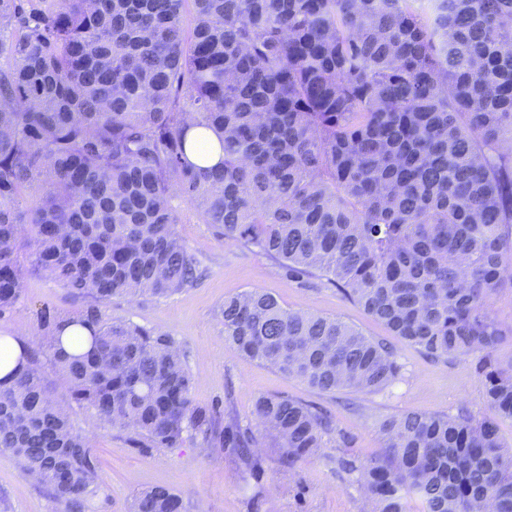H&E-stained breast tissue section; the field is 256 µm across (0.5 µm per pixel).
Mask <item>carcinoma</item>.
I'll return each instance as SVG.
<instances>
[{
	"instance_id": "carcinoma-1",
	"label": "carcinoma",
	"mask_w": 512,
	"mask_h": 512,
	"mask_svg": "<svg viewBox=\"0 0 512 512\" xmlns=\"http://www.w3.org/2000/svg\"><path fill=\"white\" fill-rule=\"evenodd\" d=\"M192 216L433 358L480 354L486 412L402 413L380 455L336 457L372 512H512V362L496 358L512 324L489 306L512 289V0H0V315L28 268L90 299L38 318L57 382L30 357L0 383V450L65 512L101 488L75 407L144 448L191 438L252 469L260 436L292 471L335 432L314 405L266 396L260 436L220 428L173 339L106 314L193 287L178 229ZM218 318L239 354L320 393L401 375L384 343L263 290ZM68 327L87 332L72 354ZM184 509L159 486L132 502Z\"/></svg>"
}]
</instances>
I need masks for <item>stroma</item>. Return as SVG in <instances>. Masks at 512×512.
<instances>
[{"label":"stroma","instance_id":"obj_1","mask_svg":"<svg viewBox=\"0 0 512 512\" xmlns=\"http://www.w3.org/2000/svg\"><path fill=\"white\" fill-rule=\"evenodd\" d=\"M179 230L200 263L199 283L167 299H115L107 314L169 334L194 379L195 404L216 412L222 424L236 421L241 428H255L256 398L285 396L326 410L336 431L321 453L291 471L283 467L277 449L256 448L261 471L253 477L235 449L204 450L191 441L176 448L146 449L134 444L131 433L92 422L77 410L75 424L95 436L102 482L87 512H130L136 493L157 486L177 492L186 512H367L358 487L338 469L337 456L348 453L365 461L379 455V426L394 415L453 414L463 405L475 413L483 411L477 355L427 357L391 336L336 287L315 278L289 277L266 255L217 240L209 225L193 220ZM252 289L272 293L291 310L341 318L366 336L387 342L403 366L401 378L381 393L320 394L300 380L241 357L225 339L216 310L225 297ZM82 305L58 283L30 275L21 300L0 315V336L24 326L28 346L38 349L40 338L33 331L37 313H73ZM0 512H64V507L25 475L11 454L0 452Z\"/></svg>","mask_w":512,"mask_h":512}]
</instances>
